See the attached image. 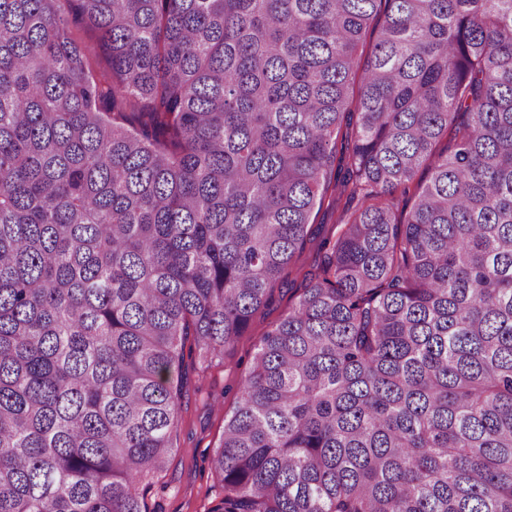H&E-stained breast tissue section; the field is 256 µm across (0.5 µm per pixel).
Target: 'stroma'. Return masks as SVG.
Returning a JSON list of instances; mask_svg holds the SVG:
<instances>
[{"instance_id": "obj_1", "label": "stroma", "mask_w": 512, "mask_h": 512, "mask_svg": "<svg viewBox=\"0 0 512 512\" xmlns=\"http://www.w3.org/2000/svg\"><path fill=\"white\" fill-rule=\"evenodd\" d=\"M322 259V253L310 246L300 252L291 273L274 286L271 301L238 339L234 353L205 375L188 371L172 461L141 497L143 512H210L219 502L222 487L210 458L220 443L224 416L237 405L263 333L287 315L302 292L304 274L315 272Z\"/></svg>"}]
</instances>
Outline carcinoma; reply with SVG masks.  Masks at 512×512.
Listing matches in <instances>:
<instances>
[{"label":"carcinoma","instance_id":"obj_1","mask_svg":"<svg viewBox=\"0 0 512 512\" xmlns=\"http://www.w3.org/2000/svg\"><path fill=\"white\" fill-rule=\"evenodd\" d=\"M314 241L210 512H512V0H0V512H142Z\"/></svg>","mask_w":512,"mask_h":512}]
</instances>
